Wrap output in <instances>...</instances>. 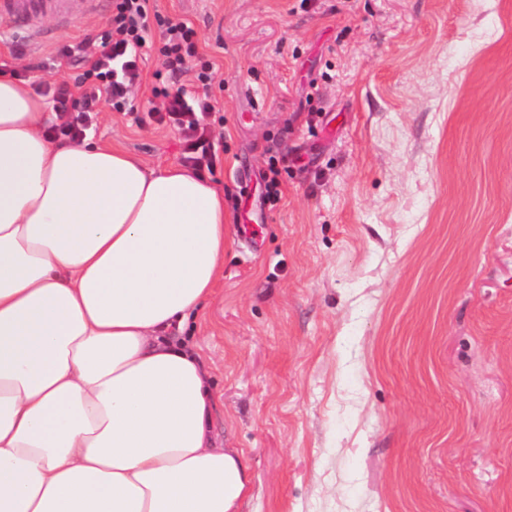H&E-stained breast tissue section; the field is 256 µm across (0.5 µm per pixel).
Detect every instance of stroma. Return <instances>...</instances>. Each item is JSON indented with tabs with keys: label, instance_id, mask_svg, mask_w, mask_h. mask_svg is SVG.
<instances>
[{
	"label": "stroma",
	"instance_id": "stroma-1",
	"mask_svg": "<svg viewBox=\"0 0 512 512\" xmlns=\"http://www.w3.org/2000/svg\"><path fill=\"white\" fill-rule=\"evenodd\" d=\"M214 63L204 115L224 273L185 336L208 363L239 512H512V0H152ZM110 0L32 20L30 56ZM95 140L185 161L150 118L158 30ZM279 157L257 244L238 194Z\"/></svg>",
	"mask_w": 512,
	"mask_h": 512
}]
</instances>
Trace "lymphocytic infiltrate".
Wrapping results in <instances>:
<instances>
[{
	"mask_svg": "<svg viewBox=\"0 0 512 512\" xmlns=\"http://www.w3.org/2000/svg\"><path fill=\"white\" fill-rule=\"evenodd\" d=\"M157 27L163 45L162 67L165 75L152 88L160 101V109L186 133V150L195 167H213L214 159L200 137L199 116L214 111L210 96L188 102V93L177 80L193 73L199 86L209 87L213 64L198 52L197 33L187 23L167 20L152 10L150 0H112L109 28L99 41L96 51L86 44L60 45L54 56L37 60V68L66 67L75 70L73 81L60 82L52 95L59 122L49 131L51 137L77 138L91 125L101 104L113 110H124L132 87L139 78L138 46L150 27Z\"/></svg>",
	"mask_w": 512,
	"mask_h": 512,
	"instance_id": "obj_1",
	"label": "lymphocytic infiltrate"
}]
</instances>
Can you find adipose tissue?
I'll return each mask as SVG.
<instances>
[{"mask_svg": "<svg viewBox=\"0 0 512 512\" xmlns=\"http://www.w3.org/2000/svg\"><path fill=\"white\" fill-rule=\"evenodd\" d=\"M0 74V512H237L205 361L178 340L224 267L194 170L45 132Z\"/></svg>", "mask_w": 512, "mask_h": 512, "instance_id": "1", "label": "adipose tissue"}]
</instances>
